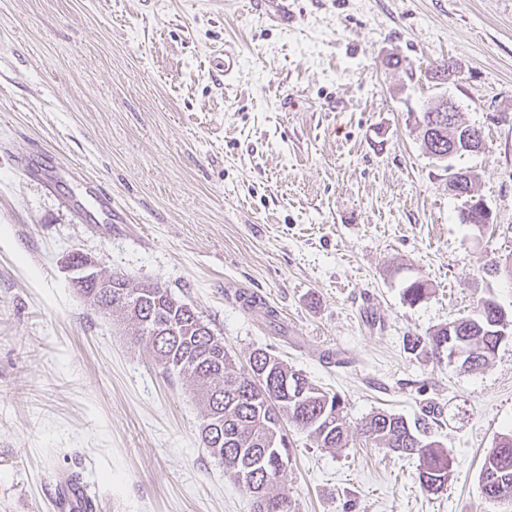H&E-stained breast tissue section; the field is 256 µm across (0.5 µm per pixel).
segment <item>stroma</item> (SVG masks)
<instances>
[{
  "instance_id": "stroma-1",
  "label": "stroma",
  "mask_w": 512,
  "mask_h": 512,
  "mask_svg": "<svg viewBox=\"0 0 512 512\" xmlns=\"http://www.w3.org/2000/svg\"><path fill=\"white\" fill-rule=\"evenodd\" d=\"M287 7L0 0V512H53L71 471L99 512H254L203 447L189 384L72 286L75 253L168 288L238 365L266 349L341 397L347 447L286 428L296 512H512L480 483L512 433V325L475 371L406 346L485 299L512 316V279L486 272L512 258V0ZM450 60L459 78L432 82ZM443 97L484 137L448 163L415 128ZM41 150L51 169L26 173ZM452 169L489 227L459 223ZM100 189L125 218L108 232L81 215ZM414 280L430 293L411 305ZM378 411L426 418L446 489L361 435Z\"/></svg>"
}]
</instances>
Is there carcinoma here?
<instances>
[{
    "label": "carcinoma",
    "mask_w": 512,
    "mask_h": 512,
    "mask_svg": "<svg viewBox=\"0 0 512 512\" xmlns=\"http://www.w3.org/2000/svg\"><path fill=\"white\" fill-rule=\"evenodd\" d=\"M437 109L435 105L423 112L418 123L427 153L451 157L481 148L482 130L461 123L457 111L444 113V128L431 131V126L438 125ZM462 190L469 199L458 214L459 223H484L470 182ZM107 278L112 287L89 286L78 289L79 294L96 310L106 306L108 312L120 313L130 326L132 339L149 347L163 371H175L196 387L204 408L200 438L224 464V472L238 480L240 472L250 469L254 473L250 490L271 505L266 512H294L281 485L283 461L290 459L283 422L307 432L321 448H344L349 443L348 428L339 398L315 387L263 349L251 353L249 369L237 368L224 349V338L168 289L153 283L135 284L122 273ZM428 294V285L420 280L404 289V299L411 305ZM487 304V300L481 302L476 314L453 320L428 336L408 338L410 350L439 357L441 345L466 339L475 351L472 368L486 365L501 331L499 320L486 314ZM426 429L424 422H410L388 412H377L361 425L362 434L382 447L418 457L421 487L433 493L448 483L450 458L447 450L423 441L421 434ZM481 474L512 490V434L502 437L485 456Z\"/></svg>",
    "instance_id": "cac0c4a2"
}]
</instances>
